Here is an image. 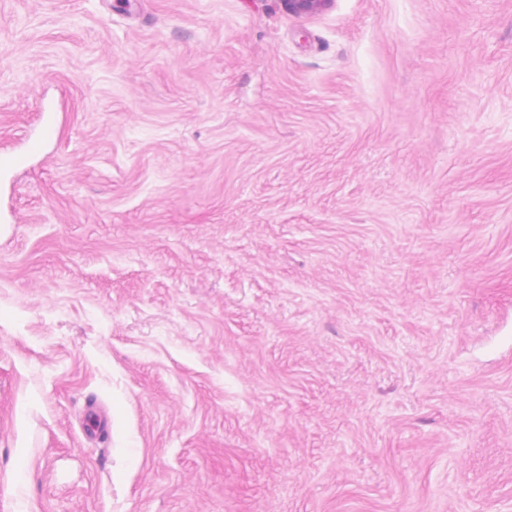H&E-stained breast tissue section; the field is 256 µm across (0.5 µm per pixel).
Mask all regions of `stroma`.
<instances>
[{
  "instance_id": "stroma-1",
  "label": "stroma",
  "mask_w": 512,
  "mask_h": 512,
  "mask_svg": "<svg viewBox=\"0 0 512 512\" xmlns=\"http://www.w3.org/2000/svg\"><path fill=\"white\" fill-rule=\"evenodd\" d=\"M48 115L0 512H512V0H0Z\"/></svg>"
}]
</instances>
